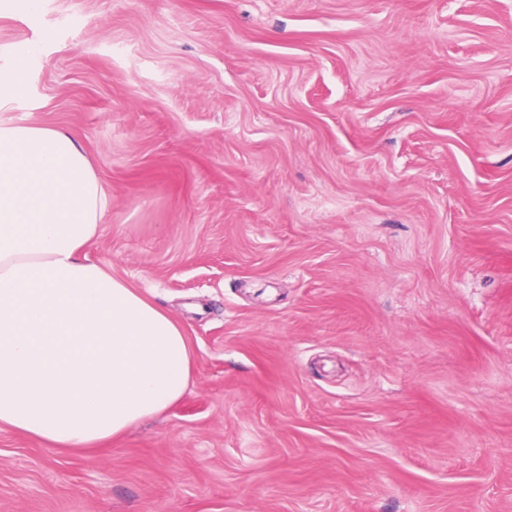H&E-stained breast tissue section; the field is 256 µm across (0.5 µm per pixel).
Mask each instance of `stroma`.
Listing matches in <instances>:
<instances>
[{"mask_svg":"<svg viewBox=\"0 0 512 512\" xmlns=\"http://www.w3.org/2000/svg\"><path fill=\"white\" fill-rule=\"evenodd\" d=\"M17 67L192 366L101 448L0 427V512H512V0H0Z\"/></svg>","mask_w":512,"mask_h":512,"instance_id":"obj_1","label":"stroma"}]
</instances>
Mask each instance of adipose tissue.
Instances as JSON below:
<instances>
[{
    "label": "adipose tissue",
    "mask_w": 512,
    "mask_h": 512,
    "mask_svg": "<svg viewBox=\"0 0 512 512\" xmlns=\"http://www.w3.org/2000/svg\"><path fill=\"white\" fill-rule=\"evenodd\" d=\"M107 206L71 134L0 120V426L54 450L127 432L191 375L180 324L85 253Z\"/></svg>",
    "instance_id": "adipose-tissue-1"
}]
</instances>
